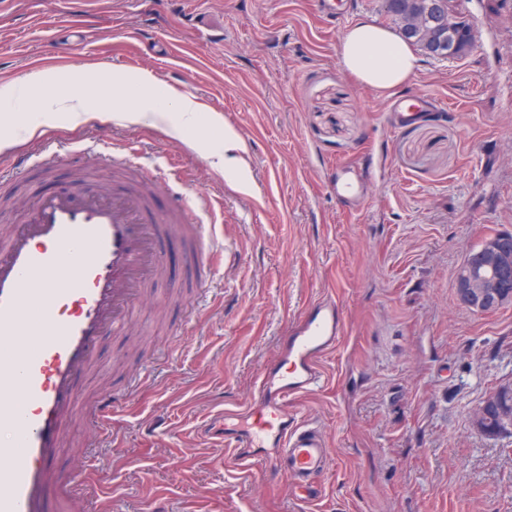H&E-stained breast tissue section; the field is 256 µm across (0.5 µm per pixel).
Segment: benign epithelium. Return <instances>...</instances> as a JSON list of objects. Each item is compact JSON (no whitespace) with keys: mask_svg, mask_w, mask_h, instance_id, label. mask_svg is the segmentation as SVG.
<instances>
[{"mask_svg":"<svg viewBox=\"0 0 512 512\" xmlns=\"http://www.w3.org/2000/svg\"><path fill=\"white\" fill-rule=\"evenodd\" d=\"M450 29L470 27V19L450 7L449 0H436ZM512 232L484 238L470 249L455 278L460 304L478 313H489L512 301ZM477 430L488 437L512 434V383L494 387L474 415Z\"/></svg>","mask_w":512,"mask_h":512,"instance_id":"7a95c632","label":"benign epithelium"}]
</instances>
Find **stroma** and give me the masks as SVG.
Returning a JSON list of instances; mask_svg holds the SVG:
<instances>
[{"label":"stroma","mask_w":512,"mask_h":512,"mask_svg":"<svg viewBox=\"0 0 512 512\" xmlns=\"http://www.w3.org/2000/svg\"><path fill=\"white\" fill-rule=\"evenodd\" d=\"M330 25L315 0H159L144 27L138 0H0V84L26 82L29 101L79 68L141 70L156 97H194L223 126L200 121L177 138L171 112L144 123L88 120L44 127L0 149V183L20 222L35 189H97L113 167L86 152L101 143L183 188L189 217L212 224L224 260L195 276L179 237L164 240L165 281L122 336L100 342L82 376L85 407L120 399L111 455L86 454L84 413L66 426L60 465L81 467L112 512H512V437L489 438L471 417L512 380V303L463 307L455 274L485 237L512 230V0H458L473 24L462 58L420 56L406 91L446 110L396 129L392 94L358 84L339 59L354 21L393 22L382 0H335ZM240 162L215 169L225 131ZM70 147L63 164L22 161L43 143ZM371 172L358 210L329 186L334 165ZM334 295L345 334L317 392L289 403L316 421L330 458L323 489L299 507L287 481L250 478L207 429L217 406L250 402L280 338L314 300Z\"/></svg>","instance_id":"stroma-1"}]
</instances>
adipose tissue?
I'll return each mask as SVG.
<instances>
[{
    "label": "adipose tissue",
    "instance_id": "ef3b65f1",
    "mask_svg": "<svg viewBox=\"0 0 512 512\" xmlns=\"http://www.w3.org/2000/svg\"><path fill=\"white\" fill-rule=\"evenodd\" d=\"M339 58L346 71L357 82L384 94L408 83L417 73L418 59L410 46L390 30L373 22L358 20L346 30L339 48ZM95 76L88 75L76 86L64 88L59 94L35 103L31 112L0 116V148L14 145L11 135L15 126L31 124L50 127L59 122L78 125L90 114L88 90L97 88ZM122 109L118 114L101 113V120L118 118L131 122L146 121L155 110L154 77L142 72L121 89Z\"/></svg>",
    "mask_w": 512,
    "mask_h": 512
}]
</instances>
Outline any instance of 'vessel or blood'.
Segmentation results:
<instances>
[{"label":"vessel or blood","instance_id":"vessel-or-blood-1","mask_svg":"<svg viewBox=\"0 0 512 512\" xmlns=\"http://www.w3.org/2000/svg\"><path fill=\"white\" fill-rule=\"evenodd\" d=\"M437 108L429 95H402L390 104L391 120L399 126L408 114ZM369 183L362 167L342 164L332 189L354 210ZM185 223L182 193H172L160 211L151 207L145 189L117 185L107 192L38 195L22 223L0 234V341L9 346L0 354V440L8 439L12 448L10 462L0 465V512H43L47 493L56 487L75 497L82 512H109L77 471L62 473L64 425L101 338L125 331L156 276L163 227ZM191 226L190 266L198 270L212 228ZM344 334L335 297L314 301L264 366L251 402L224 412L242 472L287 478L303 504L320 494L310 480L328 462V441L316 422H297L288 403L321 388L323 361ZM118 408L106 394L90 411L101 434L99 453L112 448L109 425Z\"/></svg>","mask_w":512,"mask_h":512}]
</instances>
